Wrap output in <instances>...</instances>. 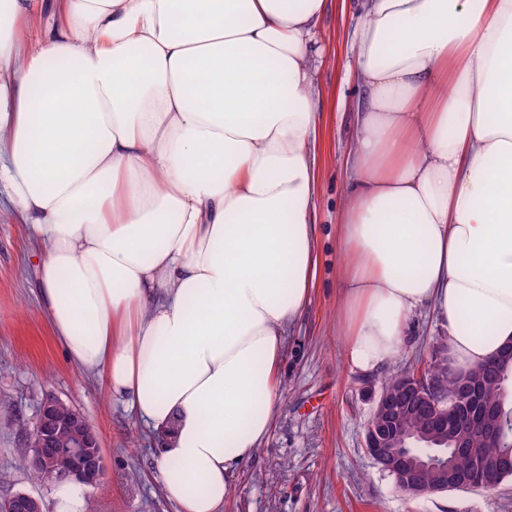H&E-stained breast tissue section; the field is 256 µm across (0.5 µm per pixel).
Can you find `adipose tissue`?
<instances>
[{
	"instance_id": "adipose-tissue-1",
	"label": "adipose tissue",
	"mask_w": 512,
	"mask_h": 512,
	"mask_svg": "<svg viewBox=\"0 0 512 512\" xmlns=\"http://www.w3.org/2000/svg\"><path fill=\"white\" fill-rule=\"evenodd\" d=\"M328 0H0V184L72 364L224 512L280 408L318 266L310 72ZM339 334L374 373L429 312L466 373L512 344V0H361Z\"/></svg>"
}]
</instances>
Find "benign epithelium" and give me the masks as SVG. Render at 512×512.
I'll list each match as a JSON object with an SVG mask.
<instances>
[{"mask_svg":"<svg viewBox=\"0 0 512 512\" xmlns=\"http://www.w3.org/2000/svg\"><path fill=\"white\" fill-rule=\"evenodd\" d=\"M55 399L56 396L52 394L44 396L33 429L38 446L45 450L43 461L47 475H53V457L66 453L71 458V464L62 477L81 485H93L103 475L102 451L94 426L81 411L69 419H59L52 410ZM437 402L431 384L416 374L382 389L368 421L365 433L367 453L382 470L395 476L399 489L409 497L442 493L450 487L486 486V483H479L474 478L475 473L485 468L479 457L474 458L472 471L466 474L450 475L448 468L440 466L434 484H423V464L405 449L408 434L403 432L399 424L402 415L419 408L428 409L431 437L442 439L447 435L458 450L469 451L468 432L448 424V412L438 407ZM63 427L70 428L74 433L75 443L70 448L56 447V434Z\"/></svg>","mask_w":512,"mask_h":512,"instance_id":"benign-epithelium-1","label":"benign epithelium"}]
</instances>
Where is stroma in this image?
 I'll return each instance as SVG.
<instances>
[{
	"mask_svg": "<svg viewBox=\"0 0 512 512\" xmlns=\"http://www.w3.org/2000/svg\"><path fill=\"white\" fill-rule=\"evenodd\" d=\"M356 0H330L316 29L322 50L311 79L320 126L314 154L320 257L310 302L293 326L281 369V412L270 437L234 480L224 512H512V479L491 489L411 498L367 454L366 425L386 377L414 367L442 344L427 316L412 319L405 355L374 374L353 370L336 334L339 268L336 216L347 184L352 104L360 94L351 40ZM81 410L104 457L100 482L85 488L88 512H175L162 495L153 440L112 398L102 377L71 364L43 317L35 248L8 206L0 207V501L23 491L49 502L51 481H32L20 459L46 394Z\"/></svg>",
	"mask_w": 512,
	"mask_h": 512,
	"instance_id": "obj_1",
	"label": "stroma"
}]
</instances>
